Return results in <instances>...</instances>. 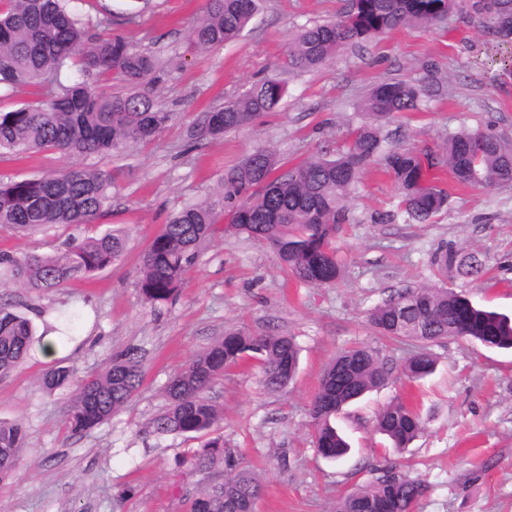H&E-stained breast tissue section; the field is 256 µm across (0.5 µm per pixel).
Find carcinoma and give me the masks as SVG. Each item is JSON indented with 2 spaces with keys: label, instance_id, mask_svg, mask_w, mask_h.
<instances>
[{
  "label": "carcinoma",
  "instance_id": "carcinoma-1",
  "mask_svg": "<svg viewBox=\"0 0 512 512\" xmlns=\"http://www.w3.org/2000/svg\"><path fill=\"white\" fill-rule=\"evenodd\" d=\"M79 0H0V87L34 85L46 99L0 111V151L55 150L92 155L119 150L152 139L171 119L152 96L141 90L154 73V57L129 38L112 33V16L99 20L102 33L91 34L78 9ZM258 9V0H206L203 16L191 28L188 45L205 52L238 40ZM453 11L479 17L502 43L512 42V0H350L349 10L334 21L301 28L288 42V67L315 69L344 46L382 34L399 25H434ZM77 67L98 77L117 73L127 91L103 94L84 79L60 81ZM433 83L383 82L363 98V122L350 141L331 157L318 156L288 168L276 154L258 148L224 177L218 199L182 207L151 240L142 256L140 292L146 303L163 306L173 299L201 243L217 231L244 235L270 246L299 281L331 286L342 269L332 239L347 220L346 199L365 169L380 161L399 192V211L411 222L427 223L448 207V191L424 185L422 175L448 169L460 184L486 187L512 182V139L501 134L461 129L448 134L442 151L422 155L385 147L384 122L420 109L436 96ZM285 87L276 79L253 84L240 95L201 113L187 134V148L249 126L278 109ZM112 174L70 166L38 178L0 182V227L16 233L50 225L92 224L110 206ZM227 224L218 228L220 218ZM128 250L125 231L111 230L72 242L58 255L0 254V277L43 293L83 280L120 260ZM442 275L453 268L474 280L485 269L477 254L444 250L433 258ZM383 336L411 340L416 350L397 366L365 345L346 348L326 367L312 402L316 446L337 459L349 445L332 425L334 411L385 384L395 370L415 382L432 373L430 347L444 339L465 338L490 349H512V317L474 304L464 292L447 287L405 288L375 307L369 316ZM34 343L31 319L0 309V374L25 358ZM255 360L263 383L280 391L293 380L299 349L293 337L250 336L229 330L196 354L165 386L166 408L151 422L156 435L205 434L218 421L208 390L228 368ZM73 370L50 368L44 386L68 385ZM143 382L142 359L135 348L111 358L99 375L85 379L67 408L66 423L84 435L107 423ZM376 427L401 449L418 437L422 416L398 400L379 414ZM19 423L0 421V481L9 479L25 448ZM224 442L212 438L195 458L200 470L212 467ZM426 485L396 465L377 469V476L336 502L335 512H414ZM260 496V485L248 472L234 469L211 485L192 505V512H247Z\"/></svg>",
  "mask_w": 512,
  "mask_h": 512
}]
</instances>
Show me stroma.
Listing matches in <instances>:
<instances>
[{
  "instance_id": "35a3bbf8",
  "label": "stroma",
  "mask_w": 512,
  "mask_h": 512,
  "mask_svg": "<svg viewBox=\"0 0 512 512\" xmlns=\"http://www.w3.org/2000/svg\"><path fill=\"white\" fill-rule=\"evenodd\" d=\"M205 0H82L86 19L112 14L113 32L153 54L160 66L150 89L172 119L148 143L110 154L58 151L0 154V180L41 176L71 165L114 177L112 204L95 223L53 225L28 234L0 231V252L54 255L66 239L112 229L129 234L126 255L94 278L37 294L0 280V302L32 315L37 335L62 312L82 321L66 337L65 365L78 376L103 371L114 353L139 348L143 384L111 420L84 436L71 435L65 411L72 389L48 390L50 367L38 352L0 375V420L21 422L26 448L0 483V512H191L193 501L224 473V462L198 469L203 439L154 435L149 423L167 405L164 387L191 357L226 331L294 337L295 379L268 391L253 360L225 371L209 391L237 468L251 472L262 491L255 512H333L337 500L368 483L374 468L398 463L427 490L415 512H512V351L487 349L463 338L433 345L434 372L417 382L392 375L383 386L344 407L334 424L350 453L323 458L314 443L310 405L330 361L364 344L402 361L409 341L377 334L371 310L404 288L439 281L431 261L442 246L478 252L487 272L471 280L449 272L446 287L476 303L512 315V185L474 189L444 175L448 208L428 223L397 218V189L381 164L363 173L347 200L349 221L336 235L342 277L330 287L295 279L266 245L216 234L200 248L175 301L159 308L139 291L140 256L174 211L214 199L225 174L254 149L266 147L282 163L331 156L359 126L360 103L377 83H440L444 89L422 111L386 122L389 145L440 151L460 128L490 129L512 137V76L499 63L506 48L476 19L451 14L438 24L409 23L346 45L314 70L285 64V50L300 27L337 19L349 0H259L242 37L223 48L186 52ZM272 77L286 94L277 112L224 138L186 151L197 114ZM417 404L424 429L404 451L390 448L376 430L379 413L394 399Z\"/></svg>"
}]
</instances>
